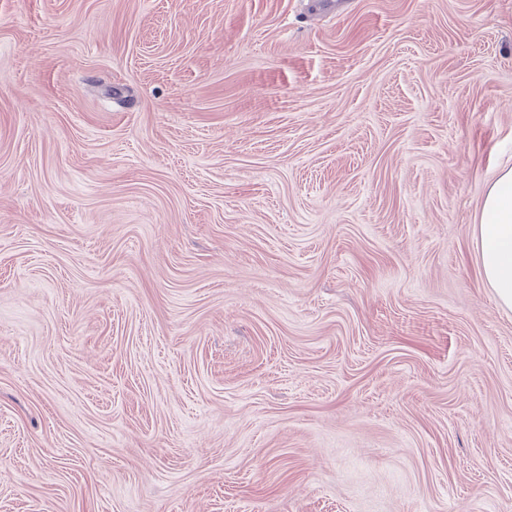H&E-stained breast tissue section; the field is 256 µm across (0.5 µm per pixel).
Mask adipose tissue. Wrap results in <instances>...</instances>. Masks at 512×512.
<instances>
[{
  "mask_svg": "<svg viewBox=\"0 0 512 512\" xmlns=\"http://www.w3.org/2000/svg\"><path fill=\"white\" fill-rule=\"evenodd\" d=\"M479 263L500 304L512 309V169L491 183L480 213Z\"/></svg>",
  "mask_w": 512,
  "mask_h": 512,
  "instance_id": "obj_1",
  "label": "adipose tissue"
}]
</instances>
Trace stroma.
<instances>
[{
    "mask_svg": "<svg viewBox=\"0 0 512 512\" xmlns=\"http://www.w3.org/2000/svg\"><path fill=\"white\" fill-rule=\"evenodd\" d=\"M512 0H0V512H512ZM479 263L500 304L512 309V169L501 171L480 213Z\"/></svg>",
    "mask_w": 512,
    "mask_h": 512,
    "instance_id": "obj_1",
    "label": "stroma"
}]
</instances>
